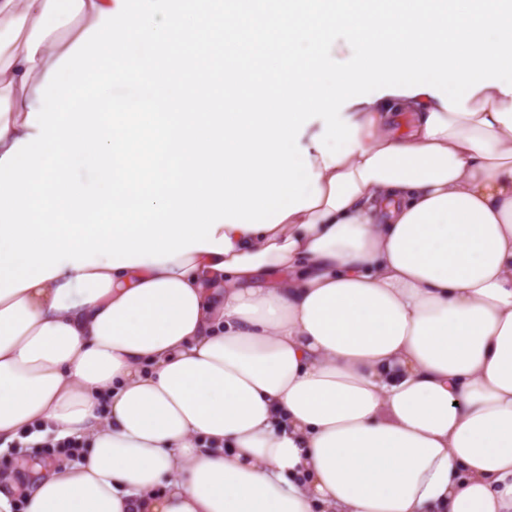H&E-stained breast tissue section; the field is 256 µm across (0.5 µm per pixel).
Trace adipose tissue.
<instances>
[{
  "mask_svg": "<svg viewBox=\"0 0 512 512\" xmlns=\"http://www.w3.org/2000/svg\"><path fill=\"white\" fill-rule=\"evenodd\" d=\"M20 439L0 512H512V0H0Z\"/></svg>",
  "mask_w": 512,
  "mask_h": 512,
  "instance_id": "ef3b65f1",
  "label": "adipose tissue"
}]
</instances>
